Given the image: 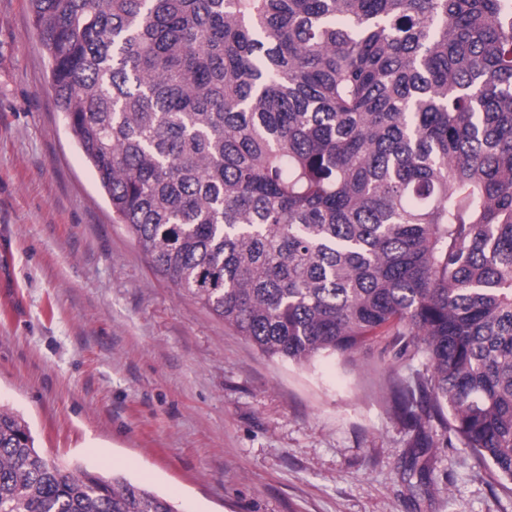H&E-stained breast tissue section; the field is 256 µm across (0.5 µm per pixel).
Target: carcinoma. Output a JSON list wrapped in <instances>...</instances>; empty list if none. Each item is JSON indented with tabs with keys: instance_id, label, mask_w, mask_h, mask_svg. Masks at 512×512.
Listing matches in <instances>:
<instances>
[{
	"instance_id": "cac0c4a2",
	"label": "carcinoma",
	"mask_w": 512,
	"mask_h": 512,
	"mask_svg": "<svg viewBox=\"0 0 512 512\" xmlns=\"http://www.w3.org/2000/svg\"><path fill=\"white\" fill-rule=\"evenodd\" d=\"M157 273L263 355L380 338L390 410L512 482V0H29ZM0 512H178L0 408Z\"/></svg>"
}]
</instances>
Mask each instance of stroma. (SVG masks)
Segmentation results:
<instances>
[{
    "instance_id": "35a3bbf8",
    "label": "stroma",
    "mask_w": 512,
    "mask_h": 512,
    "mask_svg": "<svg viewBox=\"0 0 512 512\" xmlns=\"http://www.w3.org/2000/svg\"><path fill=\"white\" fill-rule=\"evenodd\" d=\"M420 367L268 358L159 275L55 105L29 0H0V404L41 451L181 512H512L492 465L393 417Z\"/></svg>"
}]
</instances>
